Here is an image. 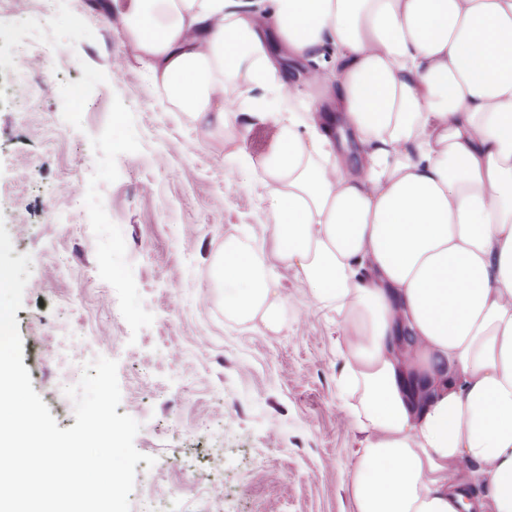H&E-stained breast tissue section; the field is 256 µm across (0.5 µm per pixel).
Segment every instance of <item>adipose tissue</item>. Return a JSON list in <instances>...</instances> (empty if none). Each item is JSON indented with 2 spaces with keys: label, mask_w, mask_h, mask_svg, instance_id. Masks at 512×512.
I'll return each instance as SVG.
<instances>
[{
  "label": "adipose tissue",
  "mask_w": 512,
  "mask_h": 512,
  "mask_svg": "<svg viewBox=\"0 0 512 512\" xmlns=\"http://www.w3.org/2000/svg\"><path fill=\"white\" fill-rule=\"evenodd\" d=\"M260 2L122 17L179 107L277 128L272 237L346 343L355 512H512V0ZM230 82L259 94L228 108ZM214 276L225 314L280 329L257 252L225 241Z\"/></svg>",
  "instance_id": "obj_1"
}]
</instances>
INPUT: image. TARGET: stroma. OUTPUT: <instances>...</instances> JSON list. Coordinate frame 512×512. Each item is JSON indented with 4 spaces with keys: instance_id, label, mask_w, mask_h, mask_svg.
<instances>
[{
    "instance_id": "1",
    "label": "stroma",
    "mask_w": 512,
    "mask_h": 512,
    "mask_svg": "<svg viewBox=\"0 0 512 512\" xmlns=\"http://www.w3.org/2000/svg\"><path fill=\"white\" fill-rule=\"evenodd\" d=\"M0 30V220L32 258L23 364L59 428L65 387L110 358L156 459L131 512H352L336 314L276 260L268 189L235 162L273 152L274 124L227 136L178 109L113 0H0ZM228 240L264 259L279 330L226 316L212 268Z\"/></svg>"
}]
</instances>
